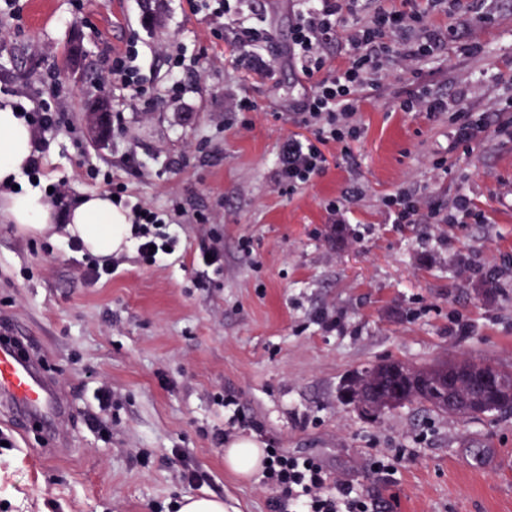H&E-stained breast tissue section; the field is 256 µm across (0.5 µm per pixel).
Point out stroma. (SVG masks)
<instances>
[{"label":"stroma","instance_id":"35a3bbf8","mask_svg":"<svg viewBox=\"0 0 512 512\" xmlns=\"http://www.w3.org/2000/svg\"><path fill=\"white\" fill-rule=\"evenodd\" d=\"M50 8L42 23L27 6L20 20L0 15V97L33 105L49 66L68 85L58 107L69 127L44 135L40 190L65 182L73 206L113 186L123 201L183 214L162 227L178 239L172 251L152 262L135 247L113 255L111 275L95 282L86 278L95 256L71 249L64 223L23 236L0 214V324L20 327L27 348L43 353L72 409L56 439L0 410V512H174L185 494L223 497L228 512H272L262 473L226 469L219 429L317 455L390 512H512V412L456 419L405 404L367 417L342 398L350 376L386 360L469 356L512 369V140L447 155V119L396 111L412 81L399 70L366 89L361 138L329 146L325 173L290 190L277 170L288 137L302 133L289 117L302 95L287 50L296 0H242L220 39L190 0H84L79 15L71 0ZM495 14L482 28L458 21L432 91L467 89L478 112L512 98V0H497ZM17 25L21 35L9 36ZM244 27L263 41L242 49ZM132 37L160 94L170 73L155 47L184 50L178 104L147 114L99 86L106 52ZM474 41L485 58L463 53ZM199 67L201 83L191 74ZM242 98L254 111L235 109ZM98 101L117 112L103 144L85 121ZM442 152L445 166L434 168ZM401 187L445 203L466 192L487 221L392 223L382 199ZM336 200L348 220L341 241L327 209ZM198 213L206 223H193ZM210 248L223 265L202 263ZM463 262L470 277L458 273ZM489 274L497 285L484 298L477 288ZM456 317L467 335L450 331ZM398 448L388 486L370 461ZM188 468L197 480L184 479Z\"/></svg>","mask_w":512,"mask_h":512}]
</instances>
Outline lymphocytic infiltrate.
Here are the masks:
<instances>
[{
  "mask_svg": "<svg viewBox=\"0 0 512 512\" xmlns=\"http://www.w3.org/2000/svg\"><path fill=\"white\" fill-rule=\"evenodd\" d=\"M432 9L449 16L463 15L476 27L494 19L484 0H428L424 8L418 0H303L288 37V55L298 63L306 83L295 115L306 134L285 144L278 169L280 184L294 189L309 183L329 165L326 147L358 140L362 128L357 112L364 91L379 87L398 69L420 79L399 96L400 110L447 118L449 153H469L473 144L495 134L512 137V102L490 118L471 110L466 91L449 98L431 93L422 84L426 67L439 63L452 31L451 26L428 22ZM351 17L358 23L349 29L345 23ZM334 44L342 47L344 60L331 54ZM138 58V42L129 40L124 53L108 59L99 81L130 92L142 101L145 111L151 112L157 98L144 85ZM43 85L48 97L38 100L27 114L38 134L65 121L52 101L63 86L55 69L47 70ZM384 205L396 224L485 221L463 192L445 205L400 191L385 198ZM266 459L264 483L276 512H386V502L356 492L348 481L333 475L318 456L275 448L267 452Z\"/></svg>",
  "mask_w": 512,
  "mask_h": 512,
  "instance_id": "lymphocytic-infiltrate-1",
  "label": "lymphocytic infiltrate"
}]
</instances>
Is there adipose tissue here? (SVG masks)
<instances>
[{"label": "adipose tissue", "mask_w": 512, "mask_h": 512, "mask_svg": "<svg viewBox=\"0 0 512 512\" xmlns=\"http://www.w3.org/2000/svg\"><path fill=\"white\" fill-rule=\"evenodd\" d=\"M34 150L31 126L13 106H0V213L19 233L40 235L52 228L56 217L41 190L26 182L25 170ZM65 222L67 232L98 257H111L131 244L128 215L106 193L83 197L68 211ZM263 457V448L247 435L235 438L224 450L226 466L246 477L261 468Z\"/></svg>", "instance_id": "1"}]
</instances>
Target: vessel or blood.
<instances>
[{
  "label": "vessel or blood",
  "mask_w": 512,
  "mask_h": 512,
  "mask_svg": "<svg viewBox=\"0 0 512 512\" xmlns=\"http://www.w3.org/2000/svg\"><path fill=\"white\" fill-rule=\"evenodd\" d=\"M0 407L16 420H37L58 428L65 401L39 362L21 358L12 342L0 343Z\"/></svg>",
  "instance_id": "1"
}]
</instances>
